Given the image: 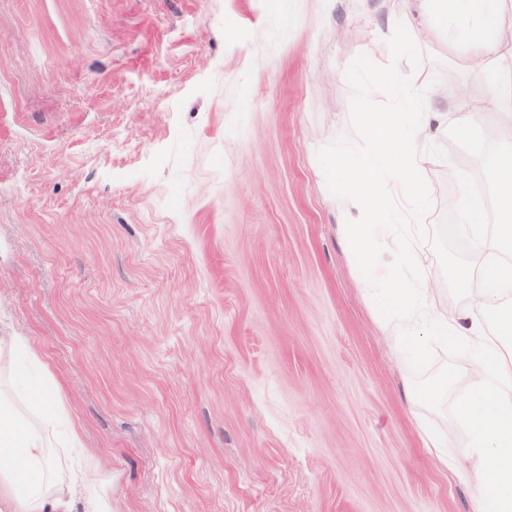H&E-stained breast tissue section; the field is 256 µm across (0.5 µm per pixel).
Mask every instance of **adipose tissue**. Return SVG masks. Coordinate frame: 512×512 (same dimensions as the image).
Listing matches in <instances>:
<instances>
[{
  "label": "adipose tissue",
  "mask_w": 512,
  "mask_h": 512,
  "mask_svg": "<svg viewBox=\"0 0 512 512\" xmlns=\"http://www.w3.org/2000/svg\"><path fill=\"white\" fill-rule=\"evenodd\" d=\"M441 18H452L482 37V54L475 66L478 81L494 105L512 115V37L494 23L512 11V0H423ZM9 373L25 389L30 411L0 393V512H71L70 493L80 481L77 473L63 475L45 440L58 430L70 447H78L74 427L64 423L56 391L38 385L39 365L31 341L24 336H0Z\"/></svg>",
  "instance_id": "ef3b65f1"
}]
</instances>
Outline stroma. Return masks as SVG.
Listing matches in <instances>:
<instances>
[{"label":"stroma","mask_w":512,"mask_h":512,"mask_svg":"<svg viewBox=\"0 0 512 512\" xmlns=\"http://www.w3.org/2000/svg\"><path fill=\"white\" fill-rule=\"evenodd\" d=\"M495 123L467 31L391 0H0V334L29 337L105 512H474L338 226L320 148L390 61ZM435 229L478 160L429 144Z\"/></svg>","instance_id":"35a3bbf8"}]
</instances>
